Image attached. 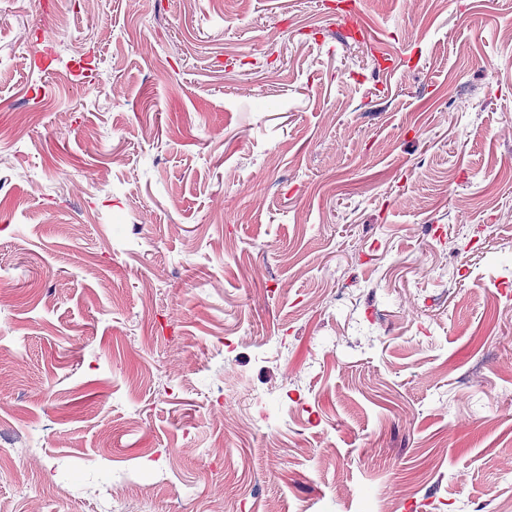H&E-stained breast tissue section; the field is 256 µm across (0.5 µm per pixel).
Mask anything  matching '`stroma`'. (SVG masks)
Here are the masks:
<instances>
[{
	"mask_svg": "<svg viewBox=\"0 0 512 512\" xmlns=\"http://www.w3.org/2000/svg\"><path fill=\"white\" fill-rule=\"evenodd\" d=\"M0 10V512H512V0Z\"/></svg>",
	"mask_w": 512,
	"mask_h": 512,
	"instance_id": "1",
	"label": "stroma"
}]
</instances>
